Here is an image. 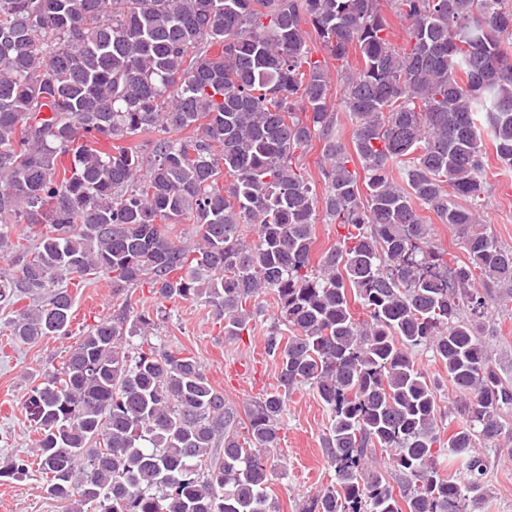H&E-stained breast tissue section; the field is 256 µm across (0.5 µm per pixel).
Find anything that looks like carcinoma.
<instances>
[{"mask_svg":"<svg viewBox=\"0 0 512 512\" xmlns=\"http://www.w3.org/2000/svg\"><path fill=\"white\" fill-rule=\"evenodd\" d=\"M509 38L512 0H0L10 339L69 335L67 278L107 279L117 306L29 388L34 448L1 460L0 478L38 473L64 512H277L265 450L309 388L330 414L333 478L302 512H476L480 449L512 411L482 339L494 292L512 297V248L475 213L487 149L512 169ZM316 140L321 194L302 164ZM423 209L466 261L448 263ZM321 215L345 233L317 256ZM144 287L209 307L228 339L272 295L276 387L228 406L195 356L151 341L154 319L131 310ZM419 348L458 393L446 411ZM449 413L452 475L433 452Z\"/></svg>","mask_w":512,"mask_h":512,"instance_id":"cac0c4a2","label":"carcinoma"}]
</instances>
